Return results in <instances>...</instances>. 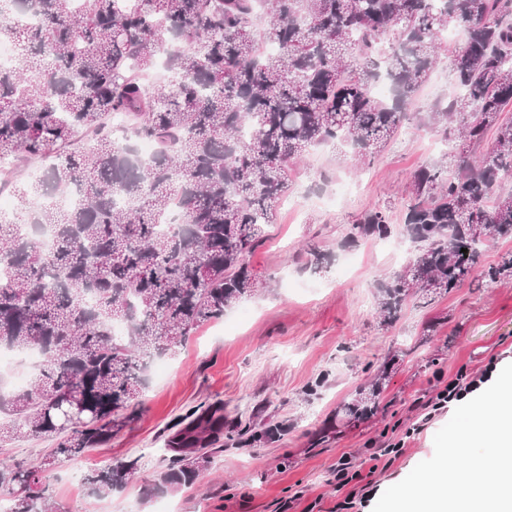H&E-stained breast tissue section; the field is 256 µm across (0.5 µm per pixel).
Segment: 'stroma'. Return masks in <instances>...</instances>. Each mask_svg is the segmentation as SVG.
I'll return each instance as SVG.
<instances>
[{
    "label": "stroma",
    "instance_id": "35a3bbf8",
    "mask_svg": "<svg viewBox=\"0 0 512 512\" xmlns=\"http://www.w3.org/2000/svg\"><path fill=\"white\" fill-rule=\"evenodd\" d=\"M455 92L445 63H437L413 96L409 123L370 162L330 147L307 155L287 203L248 257L256 294L165 356L166 373L147 378L129 426L46 472L57 512H158L163 504L172 512H272L291 495L294 512L312 503L329 512L340 497L329 470L391 428L411 425L413 401L438 387L435 371L448 378L463 365L477 372L491 361L512 363V277L409 303L390 325L375 310L377 285L414 251L403 232L411 177L446 153L430 115ZM372 207L388 214L390 235L348 243L353 221ZM309 243L330 253L328 264L308 266ZM381 371L388 378L377 407L343 423V405ZM217 400L225 431L250 420L258 430L278 425V433L225 445L192 487L159 488L172 425L191 407ZM448 420L435 417L388 470L374 474L380 489L432 457L434 436ZM120 461L137 464L129 482L91 495L85 474Z\"/></svg>",
    "mask_w": 512,
    "mask_h": 512
}]
</instances>
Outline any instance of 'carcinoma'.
Listing matches in <instances>:
<instances>
[{
  "label": "carcinoma",
  "instance_id": "carcinoma-1",
  "mask_svg": "<svg viewBox=\"0 0 512 512\" xmlns=\"http://www.w3.org/2000/svg\"><path fill=\"white\" fill-rule=\"evenodd\" d=\"M32 8L36 24L12 21ZM450 26L463 37L446 56L456 93L431 123L455 165L412 177L404 224L419 249L377 285L386 324L414 297L512 276V253L488 268L482 259L483 242L512 240V191L501 192L512 178V0H85L79 13L72 0H0V43L28 63L0 70V161L15 162L0 181L26 223L54 232L47 257L11 220L0 244V343L42 354L27 389L0 395V442L56 441L36 464L0 461L9 512H50L43 472L132 423L150 359L257 291L246 257L291 189L292 163L327 144L362 162L380 152ZM161 61L167 82L146 83ZM381 78L386 100L372 92ZM137 138L158 145L150 160L133 158ZM18 161L43 164L41 175L17 183ZM175 199L167 231L158 220ZM387 234L372 208L348 242ZM118 321L128 336L112 334ZM385 377L344 404L347 421L372 412ZM187 419L160 473L172 490L194 485L224 438L222 403ZM134 470L117 462L85 480L103 496Z\"/></svg>",
  "mask_w": 512,
  "mask_h": 512
}]
</instances>
